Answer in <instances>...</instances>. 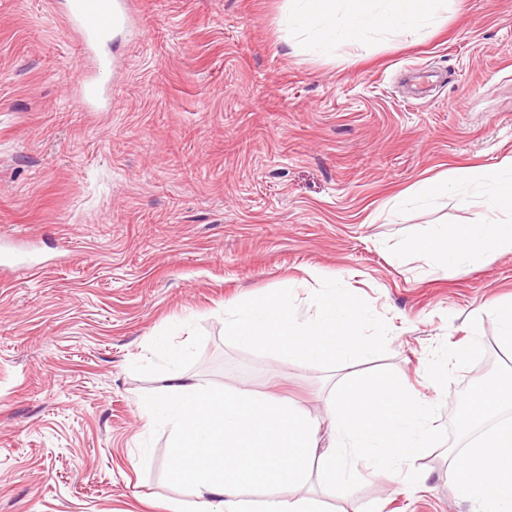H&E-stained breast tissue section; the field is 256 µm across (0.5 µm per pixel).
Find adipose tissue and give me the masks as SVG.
<instances>
[{"instance_id":"ef3b65f1","label":"adipose tissue","mask_w":512,"mask_h":512,"mask_svg":"<svg viewBox=\"0 0 512 512\" xmlns=\"http://www.w3.org/2000/svg\"><path fill=\"white\" fill-rule=\"evenodd\" d=\"M288 26L311 36L317 45H364L375 32H417L436 24L441 0H293ZM479 183L492 214L481 224L429 227L407 242L412 254L443 271L465 274L487 259L512 253V157L489 167L461 166L451 179H428L394 197L389 215L402 214L413 202H431L450 187ZM313 320L295 319L285 296L260 301L233 313L228 328L244 347L280 351L310 365L346 362L363 356L370 345L359 326L363 313L343 289L319 292ZM154 348L172 368L163 395L145 398L140 407L171 429L172 480L193 493L189 512H251L242 494L263 498L260 512H323L312 498L289 497L307 479L317 446L318 422L288 399L248 388L217 395L184 376L186 356L169 337L157 336Z\"/></svg>"}]
</instances>
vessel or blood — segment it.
<instances>
[{
  "label": "vessel or blood",
  "instance_id": "obj_1",
  "mask_svg": "<svg viewBox=\"0 0 512 512\" xmlns=\"http://www.w3.org/2000/svg\"><path fill=\"white\" fill-rule=\"evenodd\" d=\"M64 21L76 33L82 57L96 61L79 86V99L91 111L111 97L107 50L114 33L127 24V0H66Z\"/></svg>",
  "mask_w": 512,
  "mask_h": 512
}]
</instances>
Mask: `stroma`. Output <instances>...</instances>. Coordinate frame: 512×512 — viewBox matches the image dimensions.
I'll list each match as a JSON object with an SVG mask.
<instances>
[{
	"label": "stroma",
	"mask_w": 512,
	"mask_h": 512,
	"mask_svg": "<svg viewBox=\"0 0 512 512\" xmlns=\"http://www.w3.org/2000/svg\"><path fill=\"white\" fill-rule=\"evenodd\" d=\"M112 37V99L81 110L76 38L53 0H0V233L45 266L0 277V512H169V428L142 398L187 352L213 391L285 396L330 439L334 386L387 366L450 427L462 384L512 367L487 301L512 299V255L468 275L402 246L486 217L480 186L375 218L460 166L512 156V0H443L419 33L327 52L288 29L289 0H133ZM320 268L323 279L310 278ZM335 280L373 345L312 367L237 345L230 311L287 295L298 321ZM478 337L482 354L453 356ZM448 438L416 485L355 462L359 487H299L324 512H471Z\"/></svg>",
	"instance_id": "35a3bbf8"
}]
</instances>
